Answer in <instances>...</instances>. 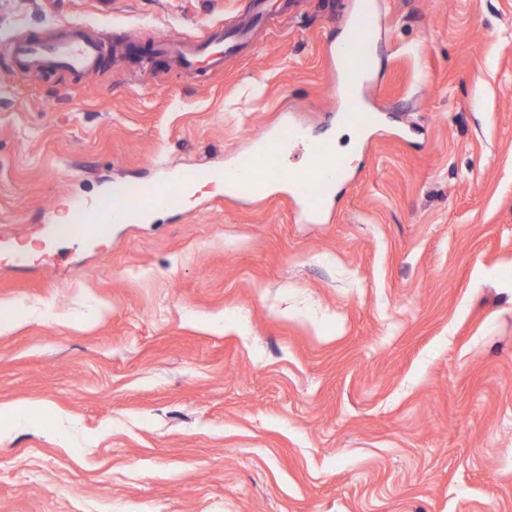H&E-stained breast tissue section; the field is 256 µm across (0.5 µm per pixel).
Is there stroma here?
Segmentation results:
<instances>
[{
    "instance_id": "1",
    "label": "stroma",
    "mask_w": 512,
    "mask_h": 512,
    "mask_svg": "<svg viewBox=\"0 0 512 512\" xmlns=\"http://www.w3.org/2000/svg\"><path fill=\"white\" fill-rule=\"evenodd\" d=\"M360 0H269L215 71L141 55L255 0H0V512H512V0H372L375 117L296 189L206 186L56 237L63 210L342 119ZM91 78L15 66L65 24Z\"/></svg>"
}]
</instances>
